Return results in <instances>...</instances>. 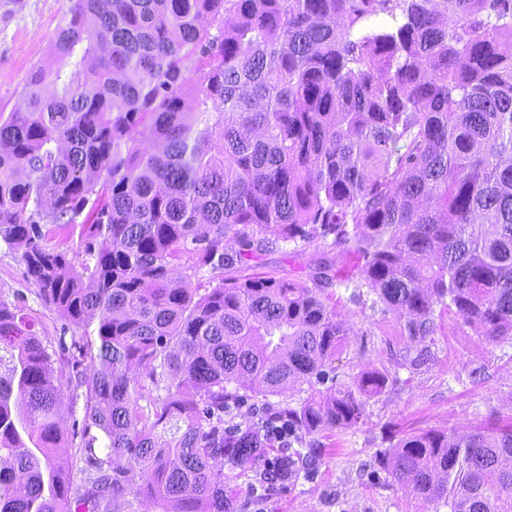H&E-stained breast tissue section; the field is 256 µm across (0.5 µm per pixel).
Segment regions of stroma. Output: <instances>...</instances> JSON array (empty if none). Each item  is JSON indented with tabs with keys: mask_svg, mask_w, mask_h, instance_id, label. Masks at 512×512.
<instances>
[{
	"mask_svg": "<svg viewBox=\"0 0 512 512\" xmlns=\"http://www.w3.org/2000/svg\"><path fill=\"white\" fill-rule=\"evenodd\" d=\"M72 0H0V111L11 112L32 66L56 71L51 53L58 24ZM338 309L350 327L348 345L336 361L340 381L361 371L388 372L386 391L370 401L362 420L343 432L323 435L325 453L311 479L261 486L236 480V512H448L442 503L417 508L403 490L370 483L364 468L403 436L427 430L466 432L512 418V343H489L480 331L444 314L427 364L403 365L409 340L391 313L348 302L337 289ZM0 296L23 297L49 349L59 347L64 323L28 281L16 250L0 245Z\"/></svg>",
	"mask_w": 512,
	"mask_h": 512,
	"instance_id": "1",
	"label": "stroma"
}]
</instances>
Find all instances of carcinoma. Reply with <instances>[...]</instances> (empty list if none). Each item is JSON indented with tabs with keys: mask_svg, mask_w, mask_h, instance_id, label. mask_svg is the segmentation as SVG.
<instances>
[{
	"mask_svg": "<svg viewBox=\"0 0 512 512\" xmlns=\"http://www.w3.org/2000/svg\"><path fill=\"white\" fill-rule=\"evenodd\" d=\"M52 50L0 113V243L81 334L51 353L0 295V512H235L218 463L311 477L318 438L390 381L333 375L335 284L424 344L413 368L438 311L512 341V0H73ZM44 224L81 227V251ZM282 243L336 255L304 280L263 270ZM249 398L288 423L273 456L224 427ZM376 462L423 505L512 512V423L409 434Z\"/></svg>",
	"mask_w": 512,
	"mask_h": 512,
	"instance_id": "obj_1",
	"label": "carcinoma"
}]
</instances>
